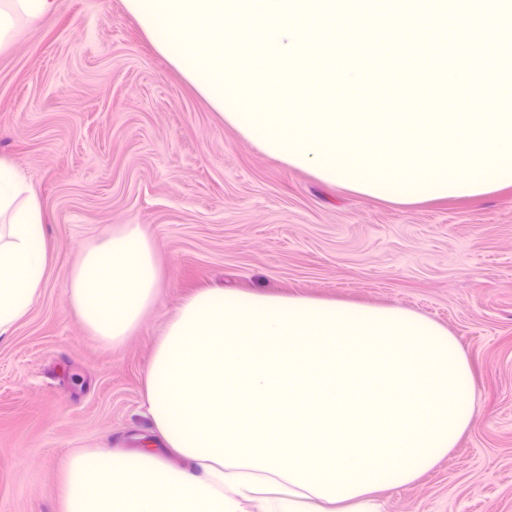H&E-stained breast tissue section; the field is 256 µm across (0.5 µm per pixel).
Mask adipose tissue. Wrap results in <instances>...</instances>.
<instances>
[{
	"label": "adipose tissue",
	"mask_w": 512,
	"mask_h": 512,
	"mask_svg": "<svg viewBox=\"0 0 512 512\" xmlns=\"http://www.w3.org/2000/svg\"><path fill=\"white\" fill-rule=\"evenodd\" d=\"M59 0H0V52ZM49 265L42 205L0 156V335L25 318ZM152 241L127 224L88 246L67 294L115 348L154 306ZM152 447L73 452L59 512H383L474 422L468 358L415 312L205 288L155 343L145 376Z\"/></svg>",
	"instance_id": "obj_1"
}]
</instances>
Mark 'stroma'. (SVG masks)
Returning <instances> with one entry per match:
<instances>
[{"label": "stroma", "instance_id": "stroma-1", "mask_svg": "<svg viewBox=\"0 0 512 512\" xmlns=\"http://www.w3.org/2000/svg\"><path fill=\"white\" fill-rule=\"evenodd\" d=\"M0 155L47 216L46 284L0 336V512H58L63 460L146 447L145 374L202 288L398 306L458 338L476 413L385 512H512V187L402 204L331 186L244 138L152 47L123 0H61L0 55ZM141 225L158 300L119 348L67 298L81 252Z\"/></svg>", "mask_w": 512, "mask_h": 512}]
</instances>
